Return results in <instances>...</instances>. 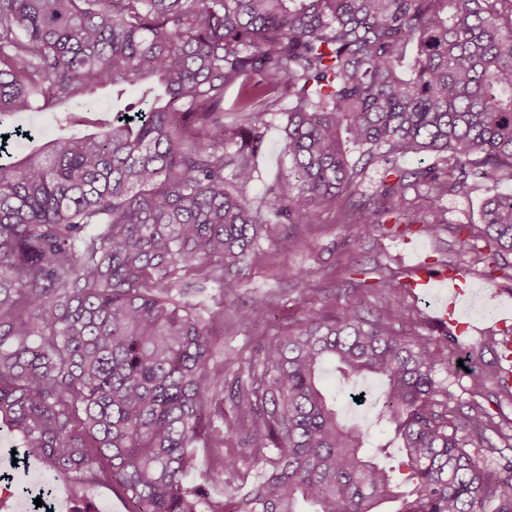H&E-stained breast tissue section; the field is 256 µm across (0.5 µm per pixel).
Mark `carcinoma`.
Instances as JSON below:
<instances>
[{"mask_svg":"<svg viewBox=\"0 0 512 512\" xmlns=\"http://www.w3.org/2000/svg\"><path fill=\"white\" fill-rule=\"evenodd\" d=\"M102 93L125 104L108 117ZM281 111L295 183L251 200ZM29 112L58 133L33 135ZM427 154L448 168L397 165ZM379 160L394 180L350 224L400 223L418 186L434 205L512 181V0H0V423L47 476L104 482L125 512H512V461L493 476L474 452L500 424L478 402L448 418L437 375L460 342L390 322L403 271L378 281L376 316L310 314L242 365L229 399L262 471L247 496L214 495L220 462L185 479L224 443V381L219 320L184 273L234 293L259 225L315 223ZM487 192L480 261L497 267L512 193ZM328 363L381 382L403 479L342 419ZM471 380L512 401L499 366Z\"/></svg>","mask_w":512,"mask_h":512,"instance_id":"1","label":"carcinoma"}]
</instances>
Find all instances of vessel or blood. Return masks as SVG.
I'll return each instance as SVG.
<instances>
[{"label": "vessel or blood", "instance_id": "b4317fda", "mask_svg": "<svg viewBox=\"0 0 512 512\" xmlns=\"http://www.w3.org/2000/svg\"><path fill=\"white\" fill-rule=\"evenodd\" d=\"M412 270L408 289L433 300V323L443 329L451 326L459 332L467 330V306L475 299L476 292L460 270L451 268L436 273L420 263L414 264Z\"/></svg>", "mask_w": 512, "mask_h": 512}]
</instances>
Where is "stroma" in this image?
Instances as JSON below:
<instances>
[{
	"label": "stroma",
	"mask_w": 512,
	"mask_h": 512,
	"mask_svg": "<svg viewBox=\"0 0 512 512\" xmlns=\"http://www.w3.org/2000/svg\"><path fill=\"white\" fill-rule=\"evenodd\" d=\"M264 146L258 157V177L250 191V198L281 194L288 186L291 162L286 152V118L273 114L267 118ZM389 164L385 161L371 163L365 170L354 194L340 196L334 201L321 204L316 223L267 224L259 233L251 251L249 265L239 277L234 295L224 299V326L214 336L216 356L211 369L222 370L225 383H232L245 362L257 359L265 341L276 334L288 332L308 313L334 314L337 309L351 302L360 303L362 309L377 311L380 297L371 287L378 275L391 271H406L411 261L400 245V237L385 232L377 225L362 229L348 225L346 214L350 205L376 199L387 180ZM416 208L409 219L412 226L408 237L420 251L422 261L435 269L455 267L461 270L471 286L482 289L491 307L479 318L475 330L469 331L462 342L473 350L472 358L464 359L462 369L455 373L440 371L443 381L456 400L454 409L467 411L472 400L470 373L484 367L497 358L495 348L489 347V339L502 338L499 320L504 311L512 309V271L504 269L487 276L484 263L473 255L459 252L455 246L454 230L467 226L475 238H482L479 208L486 194L484 187H476L465 194L450 195L430 210L425 189H418ZM440 219L437 233L424 231V224ZM299 235L304 240L300 250L285 254L278 250V239L286 234ZM359 238L357 252H349L347 243ZM357 260L367 268L368 287L355 288L346 282L344 265ZM257 307V319L252 327L242 328L231 320L240 307ZM324 384L335 392L342 417L350 423H358L368 430L369 446L387 445L386 463L397 465L400 455L392 447L391 431L377 426L373 403L380 392V384L374 378L358 383L339 381L333 368H326ZM365 392L364 405H354L351 394ZM225 459H232L236 467L226 475V487L245 496L258 480L259 466L245 461L239 445L237 415L232 404L224 406ZM53 503L56 512H78L90 507L92 512H125L120 498L107 485L87 482L81 485L57 478L53 481Z\"/></svg>",
	"instance_id": "1"
}]
</instances>
